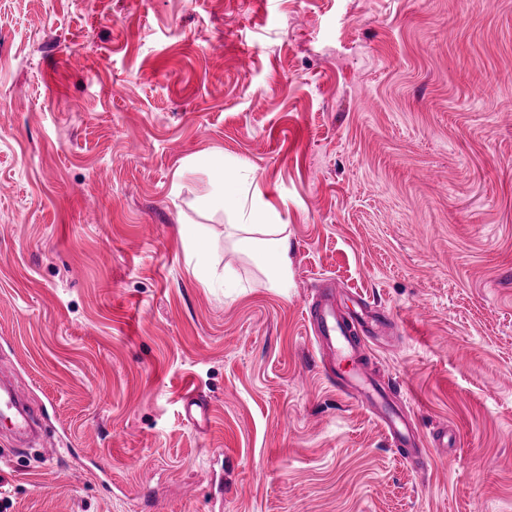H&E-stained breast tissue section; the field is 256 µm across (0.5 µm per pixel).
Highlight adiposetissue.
Listing matches in <instances>:
<instances>
[{
  "label": "adipose tissue",
  "instance_id": "1",
  "mask_svg": "<svg viewBox=\"0 0 512 512\" xmlns=\"http://www.w3.org/2000/svg\"><path fill=\"white\" fill-rule=\"evenodd\" d=\"M255 181L252 171L237 161L215 162L202 201L213 210L234 209L239 245L264 267L271 287L284 288L291 271L287 227L275 208L250 198Z\"/></svg>",
  "mask_w": 512,
  "mask_h": 512
}]
</instances>
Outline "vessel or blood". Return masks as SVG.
Masks as SVG:
<instances>
[{
    "label": "vessel or blood",
    "instance_id": "b4317fda",
    "mask_svg": "<svg viewBox=\"0 0 512 512\" xmlns=\"http://www.w3.org/2000/svg\"><path fill=\"white\" fill-rule=\"evenodd\" d=\"M306 319L313 330L319 350L325 351L322 364L339 391L356 392L369 406L391 446L416 448L420 445L417 430L409 416L395 406L391 388L378 384L367 373L357 357L362 336L374 333L387 321V312L367 299H360L356 315L344 317L337 313L333 293L319 290L305 305ZM0 415L9 418L15 434H29L36 423L35 414L27 404L24 391L15 385L0 386Z\"/></svg>",
    "mask_w": 512,
    "mask_h": 512
}]
</instances>
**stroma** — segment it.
<instances>
[{
    "mask_svg": "<svg viewBox=\"0 0 512 512\" xmlns=\"http://www.w3.org/2000/svg\"><path fill=\"white\" fill-rule=\"evenodd\" d=\"M220 154L287 288L202 206ZM325 278L396 320L426 467L322 374ZM0 373L60 443L0 425V512H512V0H0ZM256 178L251 170L234 160L215 162L209 172L208 186L202 196L204 205L213 210L234 209L238 224V243L251 253L267 272L270 286L287 288L291 271L287 224H281L280 213L273 207L255 202L257 186L250 198V187ZM235 186V192L231 187Z\"/></svg>",
    "mask_w": 512,
    "mask_h": 512,
    "instance_id": "35a3bbf8",
    "label": "stroma"
}]
</instances>
